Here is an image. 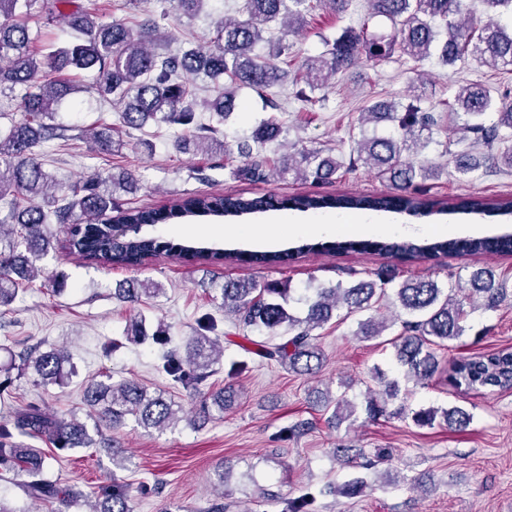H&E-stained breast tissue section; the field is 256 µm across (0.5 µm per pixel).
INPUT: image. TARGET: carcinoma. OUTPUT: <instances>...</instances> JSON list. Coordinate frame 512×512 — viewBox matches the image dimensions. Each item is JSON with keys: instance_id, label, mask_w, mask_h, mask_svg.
I'll list each match as a JSON object with an SVG mask.
<instances>
[{"instance_id": "cac0c4a2", "label": "carcinoma", "mask_w": 512, "mask_h": 512, "mask_svg": "<svg viewBox=\"0 0 512 512\" xmlns=\"http://www.w3.org/2000/svg\"><path fill=\"white\" fill-rule=\"evenodd\" d=\"M211 0H160L161 13L134 21L103 22L97 15L75 3V0H53L51 22L63 23L73 41L47 55L39 54L33 45L28 22L38 0H0V94L21 90L22 118L11 123L0 135V198L9 195L7 212L0 215V307L11 305L22 287L33 282L38 272L37 261L59 249L51 224L67 225L68 239L64 248L78 252L90 262L109 267H128L154 256L170 243L151 236L145 227L159 221L157 212L144 209H121L116 202L117 191L135 187L136 179L127 173L118 177L97 176L68 185H59L44 169L38 149L45 143L65 138L66 129L55 122L59 105L89 92L79 79L82 71H96L100 82L95 86L99 97L123 104L121 123L142 130L153 121L181 127L175 141L176 150L190 148L215 160L238 177L265 183L273 175L285 176L287 163H270L267 146L288 134L286 124L272 117L264 121L251 136L228 148L218 139L217 125L233 112L237 90L247 86L268 90L283 84L288 72L278 58L288 53V33L298 29L305 16L316 7L333 12L344 11L347 0H245L244 18L216 22V35L210 46H195L181 52L161 50L165 37L160 35V21L174 11L178 17L194 19ZM372 17L391 23L387 42L364 40V36L344 30L320 55L301 64L304 78L296 96L313 102L310 93L328 84L330 79L363 54L378 63L392 49L416 63L433 58L444 66L471 59L491 67L512 65V28L494 19L484 22L472 16L461 21L460 0H369ZM224 79V91L214 98L197 102L192 79ZM209 113V123L195 122L196 109ZM448 123H462L474 148L487 147L512 138V106L498 104L490 88L465 86L445 103ZM497 120L488 124L487 115ZM390 123L394 132L368 137L349 135V155L325 154L321 150H303L296 174L303 179L326 181L344 168L351 170L362 164L376 171L379 178L394 184L400 194L393 198L382 195L298 196L278 202L280 209L308 211L321 208L399 211L416 215L424 210L444 211L442 204L425 191V181L437 179L444 168L421 158L434 143V113L421 107V97L412 96L402 102H374L362 113L360 124ZM454 141L439 143L454 165L455 172L467 175L491 160L512 170V150L488 157L470 151H453ZM112 134L105 128L92 136V148L111 151ZM260 198L242 194L188 195L172 204L175 214L190 221L201 217L212 219L242 216L261 212ZM457 210L469 214L491 211L512 213V201H491L471 195L463 199ZM127 224L130 231L116 237L112 225ZM486 239L438 240L417 244L410 240L375 241L371 248L381 253L403 256L410 261L423 260L433 254L454 252L482 253ZM192 247L206 250L211 264L230 263L242 259L241 253L224 249L215 243L189 241ZM287 254L280 251H253L247 259L274 267ZM392 276L380 271L372 279H361L346 287L338 282L333 287L317 288L304 299L306 315L291 312L290 289L276 282L264 284L253 280H229L221 288L224 315L232 316L234 328H251L272 336L284 332L279 342L260 345L243 351L301 374H312L321 368L324 354L317 344L315 331L332 319L340 321L353 314L369 311L390 299L398 302L402 313L397 315L399 332L392 339L394 359L406 379L424 385L438 370L437 349L465 334L467 316L464 304L486 311L497 310L505 301L508 288L496 279L490 268H481L471 275V290L462 301L439 287L434 280H406L398 287L387 288ZM164 294L162 284L136 277L116 284L113 297L130 305ZM387 324L373 316L358 322L355 335L364 338L380 336ZM217 324L207 314L197 318L194 335L179 347L169 346V329L157 320L153 331L147 329V317L140 313L132 318L124 337L131 344L150 340L160 346L157 369L170 386L194 393L218 373L224 347L214 335ZM17 376L33 373L35 383L67 384L74 373L71 357L63 347L47 351L36 345L18 355V360L0 364V389ZM374 377L384 383L378 394L365 398V412L370 419L380 417H411L419 426H431L437 417L448 424H467L470 413L458 406L439 410L420 409L406 413L401 401V388L396 380H388L380 370ZM460 391H506L512 389V350L503 349L480 356L461 358L453 366L451 376ZM230 389L208 392L201 401L200 414L205 420L212 411L224 412V403L231 401ZM88 408L86 420L76 416L59 418L44 411L43 402L31 399L0 421V466L7 471L20 469L27 477L30 497L65 507H86L88 512H133L132 493L146 495L149 485L134 488L116 477L98 486L95 496L84 498L75 493L65 495L62 488L47 477V457L41 448H32L22 438L44 440L60 450L94 448L106 440V432L132 420L143 429L163 430L182 419V406L165 392L151 394L137 382L111 378L92 380L83 391ZM317 402L332 409L329 423L338 425L354 416L357 406L345 396H335L330 389L317 391ZM337 459L352 468L378 471L385 485H396L400 476L387 467L391 452L378 448L364 461L351 454V448L339 444L333 449ZM230 471L218 474L216 492L206 512H224V483ZM373 490L362 476L343 483L328 484L319 494L355 498ZM315 495L305 493L288 499L282 512H310Z\"/></svg>"}]
</instances>
